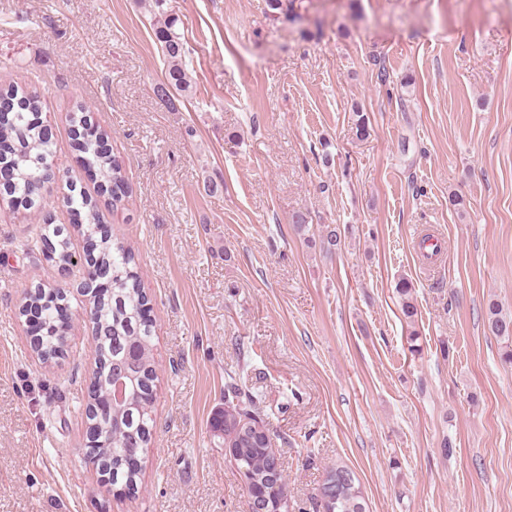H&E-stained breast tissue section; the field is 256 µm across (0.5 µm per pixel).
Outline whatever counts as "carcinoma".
I'll return each mask as SVG.
<instances>
[{
	"label": "carcinoma",
	"instance_id": "1",
	"mask_svg": "<svg viewBox=\"0 0 512 512\" xmlns=\"http://www.w3.org/2000/svg\"><path fill=\"white\" fill-rule=\"evenodd\" d=\"M166 0H154L164 19L153 23V30L160 43L167 63V83L158 87L159 96H169V88H183L187 74L183 68L186 55L185 43L176 31L179 17L162 10ZM0 99L10 105L0 110V141L9 144V153L3 156L16 175L11 190L5 192L8 207L17 213L30 211L40 206L41 184L34 182L39 164L48 162L53 154V131L43 115L40 96L22 87L10 85L0 89ZM81 116L71 118L77 124L84 122L86 134L74 143V148L83 154L85 164L94 169L101 184L112 186V205L122 204L128 197V184L116 157L100 149V143L109 138L108 133L95 122H87L84 109ZM66 206L78 217L76 227L87 239H98V228L102 213L99 199L78 192L65 197ZM40 237L52 241L50 252L44 259L56 266L71 263L70 239L61 229L44 225ZM99 265L112 272V297L89 300L91 320L100 330L112 329V335L122 337L118 346L103 342L98 351L112 350V359L126 358L125 349L133 348L137 356L130 362L124 380L126 397L112 403L111 411L99 414L87 407L86 418L90 432L98 436V457L112 459V487L127 495L137 492L144 456L137 455L138 463L127 457L128 431L133 427L143 429L146 436L144 447H149L153 431V407L156 400L158 380L153 357L154 318L151 299L141 286L135 253L131 248L109 239L100 240L97 250ZM401 300V310L408 323H415L417 308L413 302V285L402 278L396 284ZM25 299L42 307L47 329L30 343L34 352L45 360L55 358L62 338L61 329L55 321L56 303L65 299V293H50L37 285L26 292ZM488 329L492 335L504 340L512 339V318L500 315L497 308L489 306ZM257 395L246 391L241 379L228 376L224 382V408L216 411L210 428L214 435L224 438V447L233 449L232 457L237 473L248 487V494L259 503L267 504L271 510L275 499L284 495L288 484L283 474L278 449L272 439L263 434L270 423L257 407ZM329 485L322 486V496L315 502L320 512H367V503L359 479L346 466H338L327 476Z\"/></svg>",
	"mask_w": 512,
	"mask_h": 512
}]
</instances>
